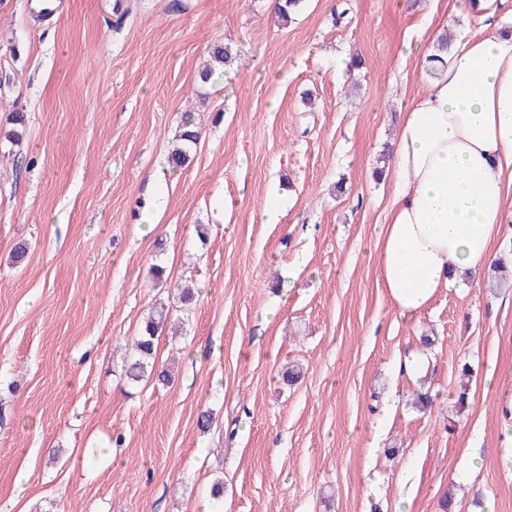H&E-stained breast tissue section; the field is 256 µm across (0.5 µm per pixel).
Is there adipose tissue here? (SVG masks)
<instances>
[{
	"label": "adipose tissue",
	"instance_id": "1",
	"mask_svg": "<svg viewBox=\"0 0 512 512\" xmlns=\"http://www.w3.org/2000/svg\"><path fill=\"white\" fill-rule=\"evenodd\" d=\"M457 31L427 91L403 112L376 240L381 282L406 322L492 260L512 219V0H455Z\"/></svg>",
	"mask_w": 512,
	"mask_h": 512
}]
</instances>
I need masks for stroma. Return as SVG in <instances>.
I'll return each instance as SVG.
<instances>
[{
	"instance_id": "35a3bbf8",
	"label": "stroma",
	"mask_w": 512,
	"mask_h": 512,
	"mask_svg": "<svg viewBox=\"0 0 512 512\" xmlns=\"http://www.w3.org/2000/svg\"><path fill=\"white\" fill-rule=\"evenodd\" d=\"M57 4L0 0V512H512V287L481 270L409 324L375 249L374 172L433 79L404 46L452 0H305L284 27L268 0ZM217 43L236 61L201 84ZM188 283L156 342L172 383L130 382L149 307ZM200 139V131L195 124L192 113L186 112L181 116V123L177 134L178 145L171 154V162L181 167L188 160L192 146H195Z\"/></svg>"
}]
</instances>
